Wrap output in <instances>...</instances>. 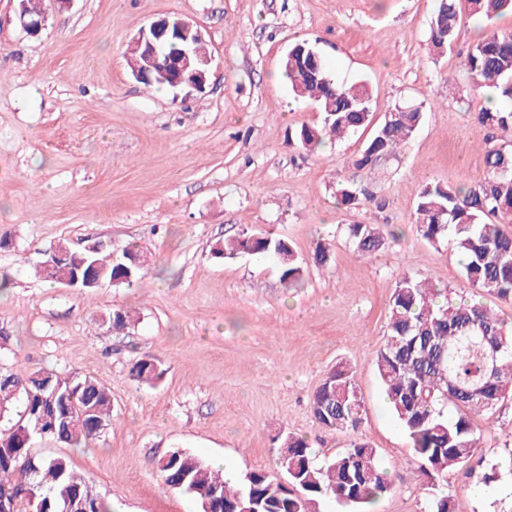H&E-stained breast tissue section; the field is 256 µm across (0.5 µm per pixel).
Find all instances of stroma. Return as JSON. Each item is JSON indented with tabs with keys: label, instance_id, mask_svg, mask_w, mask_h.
<instances>
[{
	"label": "stroma",
	"instance_id": "35a3bbf8",
	"mask_svg": "<svg viewBox=\"0 0 512 512\" xmlns=\"http://www.w3.org/2000/svg\"><path fill=\"white\" fill-rule=\"evenodd\" d=\"M19 0H0V372L42 368L89 376L112 392V424L87 448L35 440L34 453H67L113 512H195L167 487L156 461L175 449L238 473L280 479L271 439L305 437L318 456L347 437L321 429L310 398L338 364L357 369L362 433L377 448L393 491L372 512H428L427 485L407 436L388 410L373 361L386 334L388 301L410 272L464 289L451 243L431 245L412 215L430 182L470 185L485 175L478 123L485 91L459 61L512 14L462 15L451 50L429 40L436 0H42L39 35L18 20ZM177 16L202 32L212 58L204 92L149 88L131 74L127 47L144 27ZM305 41L345 83L365 84L374 121L411 103L424 121L410 143L377 168L354 172L367 139L359 132L318 153L292 140L317 124L315 105L295 99L282 75L288 47ZM358 174L374 202L346 209L336 185ZM400 232L371 258L354 253L351 224ZM273 232L308 260L317 239L327 265L310 264L286 290L276 264L214 248L243 230ZM151 255L131 287L63 288L41 280L42 250L94 242ZM132 312L122 330L112 310ZM165 370L133 379L137 358ZM477 456L512 455V400L474 416ZM468 469L449 470L445 492L464 512H512V482L477 487Z\"/></svg>",
	"mask_w": 512,
	"mask_h": 512
}]
</instances>
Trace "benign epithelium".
Segmentation results:
<instances>
[{
  "label": "benign epithelium",
  "mask_w": 512,
  "mask_h": 512,
  "mask_svg": "<svg viewBox=\"0 0 512 512\" xmlns=\"http://www.w3.org/2000/svg\"><path fill=\"white\" fill-rule=\"evenodd\" d=\"M171 39L185 43L182 51L168 56L162 64V74L169 80L174 91L191 89L197 92L205 90L210 72L211 58L199 55L197 45L204 42L201 31L188 21L183 22L177 31H171L165 18L152 22L142 28L135 41L138 46L156 56L162 46Z\"/></svg>",
  "instance_id": "benign-epithelium-1"
}]
</instances>
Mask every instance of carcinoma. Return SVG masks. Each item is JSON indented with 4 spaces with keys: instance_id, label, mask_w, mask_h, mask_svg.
Wrapping results in <instances>:
<instances>
[{
    "instance_id": "1",
    "label": "carcinoma",
    "mask_w": 512,
    "mask_h": 512,
    "mask_svg": "<svg viewBox=\"0 0 512 512\" xmlns=\"http://www.w3.org/2000/svg\"><path fill=\"white\" fill-rule=\"evenodd\" d=\"M458 0H438L430 39L440 53L451 48L459 25ZM470 11L488 19L512 12V0H467ZM140 71L151 76L149 86L171 89L157 77L158 63L150 54L130 49ZM462 69L480 87L494 89L509 105L483 107L478 121L493 130L512 132V33H493L466 54ZM284 76L298 98L312 101L320 121L296 131L300 149L315 152L327 141L354 134L370 124V94L364 85L335 80L323 59L309 53L288 54ZM423 119L421 108L396 107L383 119L352 161L357 171L370 170L396 155L414 136ZM486 176L467 188L428 183L414 211L417 233L436 246L449 239L461 258V276L478 294L512 301V150L484 143ZM336 197L348 208L374 199L358 180L337 183ZM354 251L369 257L388 246L396 235L384 234L373 224L349 225ZM62 266L35 268L36 274L58 282L61 268L91 270L100 283L132 286L144 276L147 253L137 244L112 251L97 242L72 251L57 245ZM215 252L225 259L241 254L268 255L278 260L280 280L288 288L300 286L306 262L287 240L271 233L242 232L224 240ZM448 288L426 278L403 273L388 302L383 346L375 359L389 408L408 436L427 481L435 483L450 468H471L480 447L481 430L473 419L512 398V323L499 318L483 303L455 299ZM495 364L488 363L490 353ZM165 369L150 358L137 360L132 376L156 383ZM356 370L339 365L311 396L316 423L348 437L347 448L317 461L309 442L288 432L272 439L276 464L283 480L273 481L262 471L245 473L231 485L199 456L173 450L157 461L164 483L191 495L199 512H319L327 498L346 512H367L370 505L391 492L393 484L379 455L360 432L365 411ZM59 387L66 402L50 403L39 388ZM23 410L8 428L0 430V495L14 500V512H61L64 496L90 497L96 512H112V504L76 474L65 455L30 456L35 437L79 448L97 441L111 425L112 393L87 376H61L52 371L17 370L0 374V414L16 395ZM429 512H462L458 501L444 492L430 502Z\"/></svg>"
}]
</instances>
